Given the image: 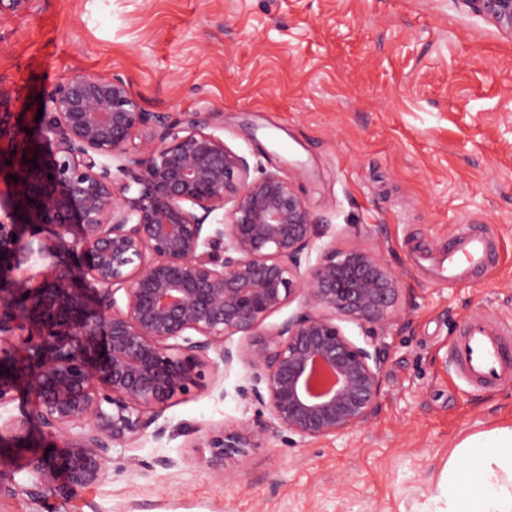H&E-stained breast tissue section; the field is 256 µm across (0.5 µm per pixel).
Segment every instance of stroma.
<instances>
[{"instance_id":"stroma-1","label":"stroma","mask_w":512,"mask_h":512,"mask_svg":"<svg viewBox=\"0 0 512 512\" xmlns=\"http://www.w3.org/2000/svg\"><path fill=\"white\" fill-rule=\"evenodd\" d=\"M126 78L147 112H210L226 146L299 187L333 244L401 275L400 316L380 336L381 398L342 437L281 433L245 463L210 466L206 430L253 418L241 363L170 404L161 439L75 493L0 498V512H437L464 438L512 425V383L477 391L448 346L466 319L512 322V35L462 0H35L0 15V82L20 100L69 75ZM489 225L498 259L481 282L435 281L430 263L466 222ZM12 279L39 284L54 228ZM189 457L164 469L162 457Z\"/></svg>"}]
</instances>
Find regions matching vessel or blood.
I'll return each mask as SVG.
<instances>
[{
	"mask_svg": "<svg viewBox=\"0 0 512 512\" xmlns=\"http://www.w3.org/2000/svg\"><path fill=\"white\" fill-rule=\"evenodd\" d=\"M496 260V237L490 228L462 231L436 261L438 282H479ZM456 373L471 388L491 390L512 382V324L488 317L463 322L450 345Z\"/></svg>",
	"mask_w": 512,
	"mask_h": 512,
	"instance_id": "vessel-or-blood-1",
	"label": "vessel or blood"
}]
</instances>
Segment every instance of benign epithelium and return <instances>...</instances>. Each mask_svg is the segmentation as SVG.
<instances>
[{"label": "benign epithelium", "instance_id": "7a95c632", "mask_svg": "<svg viewBox=\"0 0 512 512\" xmlns=\"http://www.w3.org/2000/svg\"><path fill=\"white\" fill-rule=\"evenodd\" d=\"M465 2L512 34V0ZM37 104L40 135L55 147L48 162L24 113L0 111V178L20 183L15 207L0 214V406L24 385L33 407L3 427L23 439L34 423L44 443L24 445V485L0 458V496L35 500L59 476L64 493L102 481L115 452L161 437L162 411L205 388L211 352L249 369L260 406L206 432L220 475L282 431L314 440L367 423L384 382L376 338L399 313L401 279L387 261L356 245L327 246L310 262L316 216L278 173L251 172L215 135L211 112H145L127 79L87 71ZM24 224L55 226L60 254L81 250L100 284L95 320L56 261L39 288L4 273L43 254ZM296 299L295 314L261 329ZM237 334L247 344L225 347Z\"/></svg>", "mask_w": 512, "mask_h": 512}]
</instances>
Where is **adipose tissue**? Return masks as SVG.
<instances>
[{
  "label": "adipose tissue",
  "mask_w": 512,
  "mask_h": 512,
  "mask_svg": "<svg viewBox=\"0 0 512 512\" xmlns=\"http://www.w3.org/2000/svg\"><path fill=\"white\" fill-rule=\"evenodd\" d=\"M442 481L445 512H512V425L460 441Z\"/></svg>",
  "instance_id": "adipose-tissue-1"
}]
</instances>
